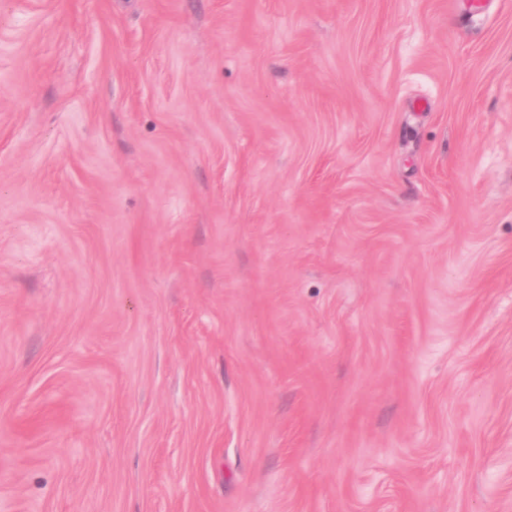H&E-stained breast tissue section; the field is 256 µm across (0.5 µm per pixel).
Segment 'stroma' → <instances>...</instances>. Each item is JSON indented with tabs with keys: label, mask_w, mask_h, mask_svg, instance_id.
<instances>
[{
	"label": "stroma",
	"mask_w": 512,
	"mask_h": 512,
	"mask_svg": "<svg viewBox=\"0 0 512 512\" xmlns=\"http://www.w3.org/2000/svg\"><path fill=\"white\" fill-rule=\"evenodd\" d=\"M0 512H512V0H0Z\"/></svg>",
	"instance_id": "1"
}]
</instances>
